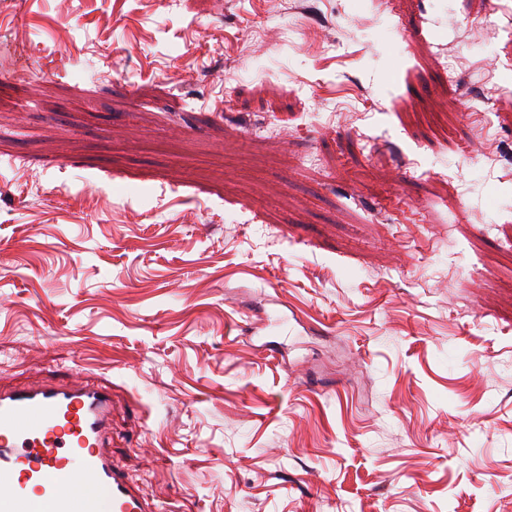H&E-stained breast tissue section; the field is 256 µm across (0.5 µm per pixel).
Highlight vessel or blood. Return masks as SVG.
<instances>
[{"label":"vessel or blood","instance_id":"obj_1","mask_svg":"<svg viewBox=\"0 0 512 512\" xmlns=\"http://www.w3.org/2000/svg\"><path fill=\"white\" fill-rule=\"evenodd\" d=\"M111 413L85 380L0 388V512H161L114 467Z\"/></svg>","mask_w":512,"mask_h":512}]
</instances>
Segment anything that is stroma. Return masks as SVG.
<instances>
[{
	"instance_id": "obj_1",
	"label": "stroma",
	"mask_w": 512,
	"mask_h": 512,
	"mask_svg": "<svg viewBox=\"0 0 512 512\" xmlns=\"http://www.w3.org/2000/svg\"><path fill=\"white\" fill-rule=\"evenodd\" d=\"M509 95L512 0H9L0 385L164 512H512Z\"/></svg>"
}]
</instances>
